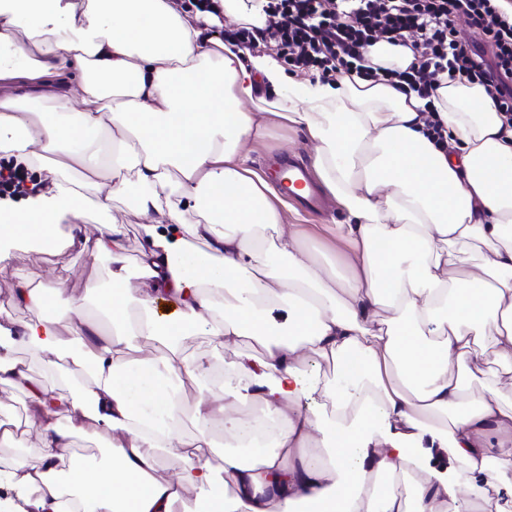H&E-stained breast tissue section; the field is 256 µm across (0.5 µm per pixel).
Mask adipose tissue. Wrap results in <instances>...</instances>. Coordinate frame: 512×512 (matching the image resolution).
Returning a JSON list of instances; mask_svg holds the SVG:
<instances>
[{
    "mask_svg": "<svg viewBox=\"0 0 512 512\" xmlns=\"http://www.w3.org/2000/svg\"><path fill=\"white\" fill-rule=\"evenodd\" d=\"M9 2L0 153L54 159L56 176L24 210L0 208V263L20 242L108 259L99 304L112 332L58 284L18 283L33 320L0 314V385L39 412L35 453L0 470L8 512H174L188 487L207 512H507L512 404L497 374L484 372L475 393L461 378L487 354L512 372V124L484 87L436 89L439 148L417 96L346 74L288 75L273 54L209 34L205 14L178 0ZM279 119L315 143V173L348 217L332 228L346 275L315 259L287 201L248 165ZM121 197L157 217L133 269L122 223L60 235ZM161 300L172 316L158 315ZM274 306L286 308L284 326ZM143 339L157 345L146 358L134 354ZM246 339L261 356L241 353ZM193 340L239 356L185 434L182 389L208 357L188 352ZM19 348L65 366L76 395L34 381ZM310 361L335 377L306 371ZM313 397L331 412L304 410ZM251 402L274 422L272 449L213 463V423L238 435ZM89 427L111 434L105 459L64 465ZM427 432L462 476L402 493L394 479ZM317 433L328 455L305 459ZM173 452L175 476L156 479Z\"/></svg>",
    "mask_w": 512,
    "mask_h": 512,
    "instance_id": "obj_1",
    "label": "adipose tissue"
}]
</instances>
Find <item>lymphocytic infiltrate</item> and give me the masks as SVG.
<instances>
[{"label": "lymphocytic infiltrate", "instance_id": "obj_1", "mask_svg": "<svg viewBox=\"0 0 512 512\" xmlns=\"http://www.w3.org/2000/svg\"><path fill=\"white\" fill-rule=\"evenodd\" d=\"M265 27L228 26L227 43L251 46L268 37L281 58L299 72L323 80L338 73L382 78L425 100V133L433 142L443 126L432 103L442 79L484 86L501 114L512 119V17L501 0H261ZM464 21L460 35L456 21ZM378 42L409 48L403 70H375L365 53Z\"/></svg>", "mask_w": 512, "mask_h": 512}]
</instances>
